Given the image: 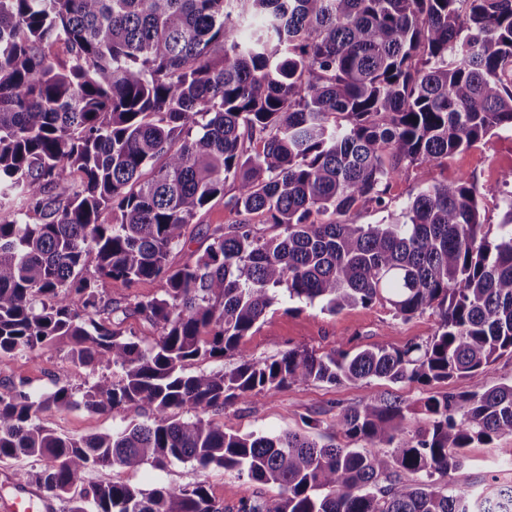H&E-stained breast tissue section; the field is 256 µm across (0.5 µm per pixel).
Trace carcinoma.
<instances>
[{"label":"carcinoma","instance_id":"1","mask_svg":"<svg viewBox=\"0 0 512 512\" xmlns=\"http://www.w3.org/2000/svg\"><path fill=\"white\" fill-rule=\"evenodd\" d=\"M498 129L512 130V0H0V359L63 344L95 375L79 399L0 392V460L47 461L16 483L66 512H224L203 482L73 492L93 469L180 461L280 488L239 512H512V486L446 481L465 449L512 432V381H481L512 356V191L493 241L481 203L495 187L433 184L398 213L386 197ZM228 189L233 210L280 233L208 229L204 252L172 265ZM360 206L385 222L356 223ZM147 280L164 294L107 293ZM282 295L329 313L386 302L439 325L404 348L257 361L244 338ZM119 311L159 337L122 336ZM228 354L229 371L185 372ZM454 377L469 389L424 398L407 432L414 411L396 397L341 410L336 428L366 448L211 419L292 384ZM80 406L150 416L82 438L41 422Z\"/></svg>","mask_w":512,"mask_h":512}]
</instances>
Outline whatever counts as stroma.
Segmentation results:
<instances>
[{
	"mask_svg": "<svg viewBox=\"0 0 512 512\" xmlns=\"http://www.w3.org/2000/svg\"><path fill=\"white\" fill-rule=\"evenodd\" d=\"M512 170V132L500 131L487 136L450 156L441 166L411 169L408 175L393 180L388 196L393 210H401L417 191L432 183H446L465 177L478 187L499 185L504 173ZM437 329L435 316L425 313L410 320L394 318L389 305L348 307L331 314L320 305H309L281 298L265 314L260 323L244 339V348L253 358L272 360L291 348H307L318 354L388 343L405 347L425 342ZM92 380L89 367L72 361L65 351L38 348L22 356L7 359L0 366V391L23 385L33 400H40L60 387L81 391ZM465 390L468 380L457 379L451 384L439 383L427 388L415 382L392 384L384 380L370 383L329 384L308 382L289 385L263 393L257 403H238L214 417L225 428L246 434L250 432L277 435L285 431L310 432L318 428L324 435L345 444L344 436L336 434L333 424L337 413L355 407L368 397L397 396L405 404L419 406L431 391L448 388ZM146 411L131 406L112 415L99 414L79 407L71 410L45 412L41 421L57 432L75 437L122 430L146 421ZM512 448V434L494 437L490 442L466 449V463L451 473L452 483L468 486L475 491L512 484V461L504 449ZM85 483H128L149 491L163 484L185 488L205 482L212 498L225 512H238L240 502L253 494L273 502L279 499L277 485L250 482L246 475L221 468L200 470L191 462H175L165 469L144 465L136 471L118 467L93 470L84 477Z\"/></svg>",
	"mask_w": 512,
	"mask_h": 512,
	"instance_id": "obj_1",
	"label": "stroma"
}]
</instances>
